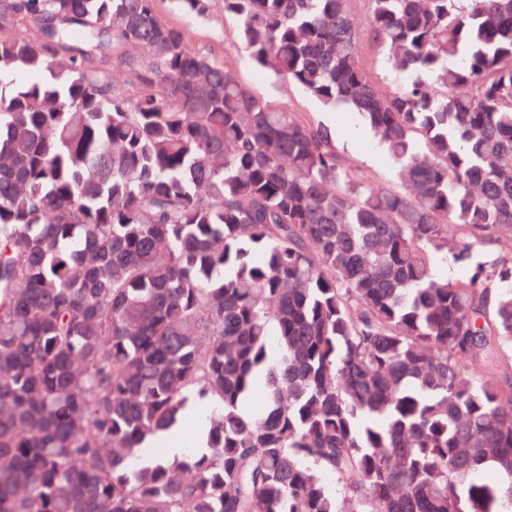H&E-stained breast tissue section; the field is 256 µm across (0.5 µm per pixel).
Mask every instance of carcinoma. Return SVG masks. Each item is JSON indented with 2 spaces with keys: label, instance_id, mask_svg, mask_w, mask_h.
Returning <instances> with one entry per match:
<instances>
[{
  "label": "carcinoma",
  "instance_id": "cac0c4a2",
  "mask_svg": "<svg viewBox=\"0 0 512 512\" xmlns=\"http://www.w3.org/2000/svg\"><path fill=\"white\" fill-rule=\"evenodd\" d=\"M369 2L385 95L349 0L222 5L389 189L156 0H0V512H512V0ZM214 1L203 17L184 12L173 0H157V9L165 20L184 28L191 48L215 55L241 83L275 107L296 112L308 121L330 128L352 169L377 186H392L395 164L384 149L375 147V139L364 118L344 106L323 105L269 69L257 65L238 37L236 20L224 14L221 0ZM359 130L364 135H360ZM362 56L367 64L368 69L372 73L373 77L376 80L379 88L382 91L389 90L392 87L391 77L388 74V71L385 66H382L381 57L377 55L371 47L367 44H363L362 47ZM158 442L163 444V455L166 458H183L187 456L191 450V448H186L182 426H178V424L161 432L156 438V443Z\"/></svg>",
  "mask_w": 512,
  "mask_h": 512
}]
</instances>
